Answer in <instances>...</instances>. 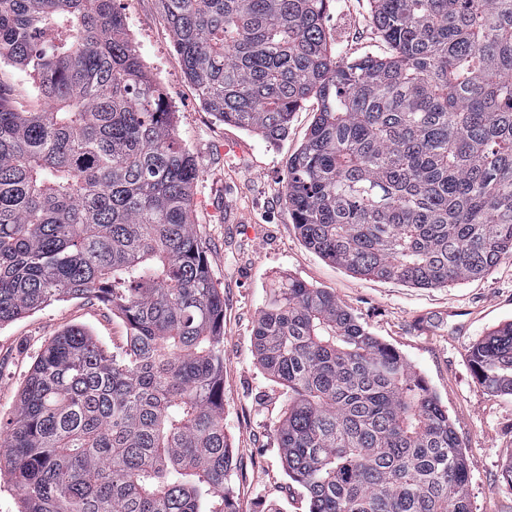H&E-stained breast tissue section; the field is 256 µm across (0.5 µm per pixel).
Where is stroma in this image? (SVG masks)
<instances>
[{"instance_id": "1", "label": "stroma", "mask_w": 512, "mask_h": 512, "mask_svg": "<svg viewBox=\"0 0 512 512\" xmlns=\"http://www.w3.org/2000/svg\"><path fill=\"white\" fill-rule=\"evenodd\" d=\"M129 39L163 87L175 131L197 170L191 221L224 294V432L232 454L228 485L239 512H308L305 494L283 466L276 436L287 395L258 365L254 326L278 281L294 278L335 294L370 332L398 350L448 410L462 442L474 512H512L502 478L512 459V396L476 380L469 348L512 321V257L482 278L418 288L339 268L304 245L285 201L287 162L305 142L318 109L307 101L288 135L270 143L219 121L201 103L161 17L159 0H117ZM332 52L384 56L369 0H332L325 19ZM79 326L110 351L123 347L125 322L91 298L52 303L0 325V424L11 415L41 349Z\"/></svg>"}]
</instances>
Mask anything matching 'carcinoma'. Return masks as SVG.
Returning a JSON list of instances; mask_svg holds the SVG:
<instances>
[{"mask_svg":"<svg viewBox=\"0 0 512 512\" xmlns=\"http://www.w3.org/2000/svg\"><path fill=\"white\" fill-rule=\"evenodd\" d=\"M220 121L275 142L309 99L285 201L305 245L419 288L512 256V0H371L386 56L327 47L329 0H161ZM0 324L96 298L129 334L50 341L0 430L20 512H238L224 433V293L191 222L196 168L115 0H0ZM288 389L281 458L308 512H473L462 442L409 362L331 292L288 280L254 328ZM512 395V322L469 349ZM9 81L15 87V94L18 97L27 98L34 91L35 77L28 69L21 66H3L0 71V78Z\"/></svg>","mask_w":512,"mask_h":512,"instance_id":"cac0c4a2","label":"carcinoma"}]
</instances>
